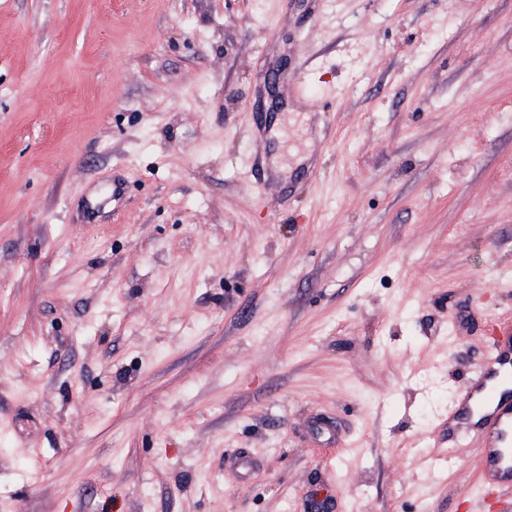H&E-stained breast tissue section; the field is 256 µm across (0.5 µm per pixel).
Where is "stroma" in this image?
<instances>
[{
    "label": "stroma",
    "mask_w": 512,
    "mask_h": 512,
    "mask_svg": "<svg viewBox=\"0 0 512 512\" xmlns=\"http://www.w3.org/2000/svg\"><path fill=\"white\" fill-rule=\"evenodd\" d=\"M494 315L512 0H0V512H498ZM492 349L490 356L464 388L458 400L448 408V453L463 441L456 422L461 415L473 418L475 433L468 442L477 441L481 481L497 493L502 502H510L512 493V380L504 383L505 372L512 374V342H501L492 336H504L507 324L500 317L489 321ZM508 385V394L501 391ZM511 391V392H510Z\"/></svg>",
    "instance_id": "stroma-1"
}]
</instances>
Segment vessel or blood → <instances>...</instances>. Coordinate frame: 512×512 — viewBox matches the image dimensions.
<instances>
[{
  "label": "vessel or blood",
  "mask_w": 512,
  "mask_h": 512,
  "mask_svg": "<svg viewBox=\"0 0 512 512\" xmlns=\"http://www.w3.org/2000/svg\"><path fill=\"white\" fill-rule=\"evenodd\" d=\"M489 326L490 355L448 409V445H461L460 418L476 419L482 484L507 502L512 500V395L503 392L502 376L512 374V342L504 338L507 325L501 318H491Z\"/></svg>",
  "instance_id": "1"
}]
</instances>
